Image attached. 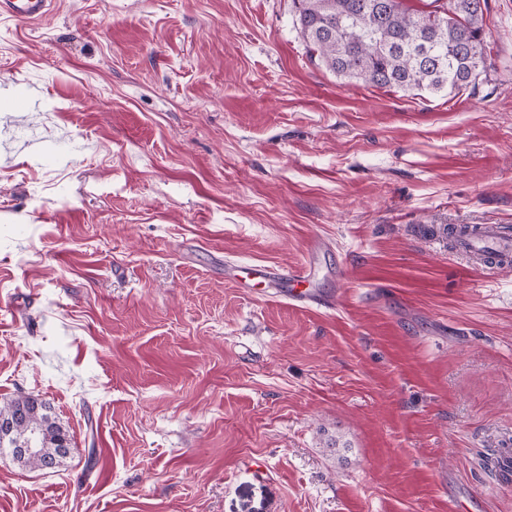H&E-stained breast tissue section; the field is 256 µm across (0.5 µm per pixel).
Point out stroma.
I'll return each instance as SVG.
<instances>
[{
  "mask_svg": "<svg viewBox=\"0 0 512 512\" xmlns=\"http://www.w3.org/2000/svg\"><path fill=\"white\" fill-rule=\"evenodd\" d=\"M294 20L0 19V404L37 395L71 438L53 469L0 452V512H512V270L425 233L512 226V0L455 96L344 85ZM316 238L334 308L224 277Z\"/></svg>",
  "mask_w": 512,
  "mask_h": 512,
  "instance_id": "1",
  "label": "stroma"
}]
</instances>
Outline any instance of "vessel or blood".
Instances as JSON below:
<instances>
[{
	"label": "vessel or blood",
	"instance_id": "vessel-or-blood-1",
	"mask_svg": "<svg viewBox=\"0 0 512 512\" xmlns=\"http://www.w3.org/2000/svg\"><path fill=\"white\" fill-rule=\"evenodd\" d=\"M53 0H0V17L35 21L47 15ZM452 236L463 249L481 257L488 270L498 271L512 266V228L497 224H455ZM227 277L237 283L264 285L270 294L285 298L292 305L334 306L335 301L312 286L314 267L305 262L299 267L228 264Z\"/></svg>",
	"mask_w": 512,
	"mask_h": 512
}]
</instances>
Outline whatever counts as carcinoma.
I'll return each instance as SVG.
<instances>
[{"label": "carcinoma", "instance_id": "cac0c4a2", "mask_svg": "<svg viewBox=\"0 0 512 512\" xmlns=\"http://www.w3.org/2000/svg\"><path fill=\"white\" fill-rule=\"evenodd\" d=\"M296 32L310 59L348 85L404 95H457L476 83L488 59L484 12L488 0H448L430 11L405 0H293ZM23 411L28 421L13 429L12 441L31 437L34 456L16 461L30 469L57 465L70 439L52 418L50 406L33 394L0 406V415Z\"/></svg>", "mask_w": 512, "mask_h": 512}]
</instances>
